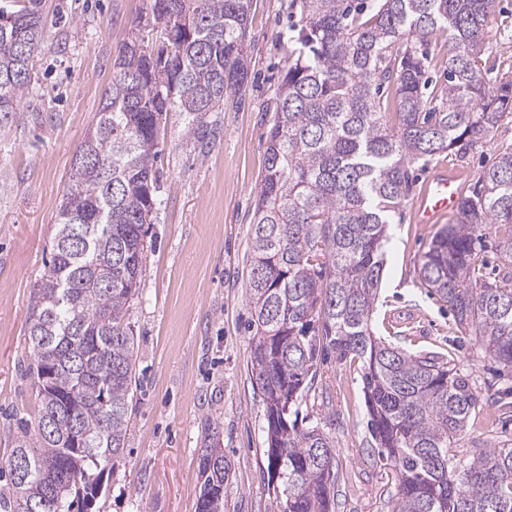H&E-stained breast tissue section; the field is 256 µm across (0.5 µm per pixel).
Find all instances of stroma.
I'll return each instance as SVG.
<instances>
[{"instance_id":"35a3bbf8","label":"stroma","mask_w":512,"mask_h":512,"mask_svg":"<svg viewBox=\"0 0 512 512\" xmlns=\"http://www.w3.org/2000/svg\"><path fill=\"white\" fill-rule=\"evenodd\" d=\"M290 0H252L248 84L209 117L207 148L186 138V119L168 113L159 130L157 198L147 225L149 248L129 322L137 340L140 385L129 409L125 448L104 475L98 512H197L198 454L210 424L232 463L230 512H279L267 472L266 408L250 372L246 270L253 203L265 167L278 78L288 63ZM498 11L487 39L497 67L512 71V0ZM143 0H43L44 40L27 93L0 127V463L31 417L36 395L20 369L30 293L47 270L56 217L76 149L95 122L112 82V61ZM512 147V119L465 157L444 154L415 165V181L388 226L390 247L375 335L411 354L434 353L487 397L512 387V374L459 332L446 305L418 276L438 230L418 224L412 204L437 168L460 171L472 191L498 153ZM360 360L321 364L302 411L336 446L334 512H390L398 481L367 430ZM512 441V417L497 407L472 414L456 443L470 456L486 443Z\"/></svg>"}]
</instances>
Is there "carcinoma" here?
Wrapping results in <instances>:
<instances>
[{
	"label": "carcinoma",
	"mask_w": 512,
	"mask_h": 512,
	"mask_svg": "<svg viewBox=\"0 0 512 512\" xmlns=\"http://www.w3.org/2000/svg\"><path fill=\"white\" fill-rule=\"evenodd\" d=\"M146 2L150 22L113 59L90 157L71 170L51 262L31 294L23 370L37 407L12 441L0 512H72L77 499L88 512L102 492L137 390L127 314L157 206L160 124L185 113L186 136L204 147L208 116L247 81L250 0ZM40 3L21 0L0 24V125L28 91ZM290 9L297 47L275 98L246 277L251 374L281 512H332L333 440L299 423L322 352L363 361L369 431L397 473L392 512H512V443L450 453L479 396L439 357L394 347L370 324L411 164L463 158L512 117V79L487 83L495 0H291ZM438 32L452 42L446 85L428 94L427 46ZM493 232L512 266L511 149L435 234L419 277L512 374V277L490 276L481 255ZM198 467L197 512H226L230 460L209 443Z\"/></svg>",
	"instance_id": "carcinoma-1"
}]
</instances>
